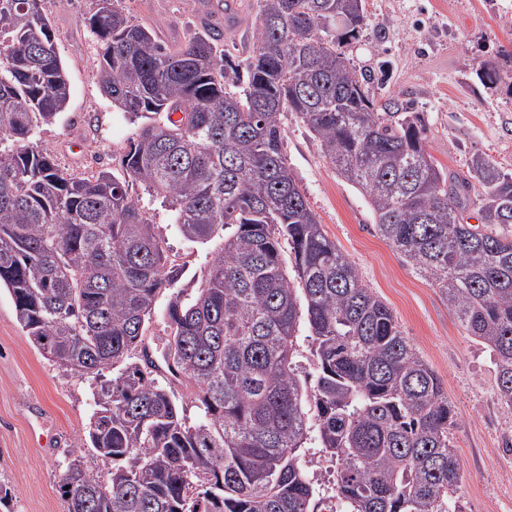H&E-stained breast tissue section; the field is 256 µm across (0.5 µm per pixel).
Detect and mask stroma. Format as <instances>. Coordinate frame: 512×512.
<instances>
[{
    "label": "stroma",
    "mask_w": 512,
    "mask_h": 512,
    "mask_svg": "<svg viewBox=\"0 0 512 512\" xmlns=\"http://www.w3.org/2000/svg\"><path fill=\"white\" fill-rule=\"evenodd\" d=\"M70 83L65 112L42 126L37 145L65 172L89 176L117 167L124 143L141 124L113 108L97 82L99 46L88 21L98 0H43ZM133 22L185 39L223 15L203 20L197 0H125ZM368 21L346 53L357 70L387 79L371 83L377 103L394 99L419 113L430 154L463 175L481 155L512 171V80L483 76L512 48V0H365ZM284 152L330 239L353 260L364 284L393 310L420 357L439 376L458 420L451 441L460 460L466 512H512V409L496 389L487 348L467 336L439 288L419 278L375 231L367 197L337 176L318 141L294 113L282 118ZM151 219L169 256L202 274L219 240L188 242L168 212ZM94 375L82 377L45 358L18 325L0 291V484L11 490L0 512H64L59 477L68 452L83 446L87 469L106 476L112 464L85 447L95 405Z\"/></svg>",
    "instance_id": "obj_1"
}]
</instances>
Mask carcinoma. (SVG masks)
Instances as JSON below:
<instances>
[{"instance_id": "carcinoma-1", "label": "carcinoma", "mask_w": 512, "mask_h": 512, "mask_svg": "<svg viewBox=\"0 0 512 512\" xmlns=\"http://www.w3.org/2000/svg\"><path fill=\"white\" fill-rule=\"evenodd\" d=\"M41 2L0 0V289L45 358L82 375L112 369L87 433L112 469L95 478L70 450L66 512H318L311 442L336 464L340 512H464L455 406L326 235L281 117L306 125L367 197L378 235L491 349L510 408L512 174L476 155L468 176H448L419 114L376 104L371 76L340 51L366 24L365 0H257L241 64L219 34L165 41L123 0H100L98 84L146 122L118 171L67 173L33 142L70 96ZM132 186L187 241L224 236L194 301ZM469 201L477 225L464 222ZM162 291L158 347L146 332ZM302 316L312 384L296 361Z\"/></svg>"}]
</instances>
